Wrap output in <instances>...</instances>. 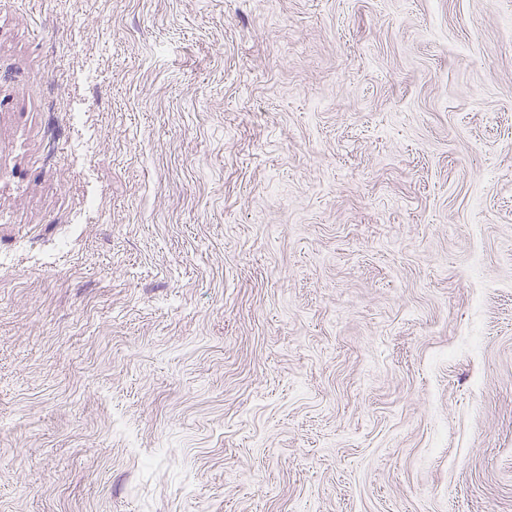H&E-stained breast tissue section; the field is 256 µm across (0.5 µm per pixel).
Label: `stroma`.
I'll return each instance as SVG.
<instances>
[{
  "label": "stroma",
  "mask_w": 512,
  "mask_h": 512,
  "mask_svg": "<svg viewBox=\"0 0 512 512\" xmlns=\"http://www.w3.org/2000/svg\"><path fill=\"white\" fill-rule=\"evenodd\" d=\"M0 512H512V0H0Z\"/></svg>",
  "instance_id": "obj_1"
}]
</instances>
